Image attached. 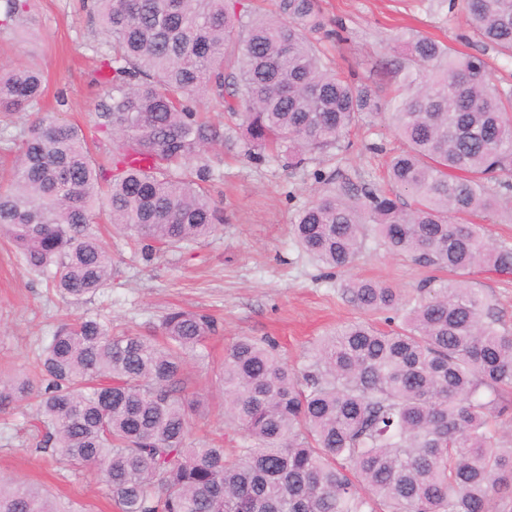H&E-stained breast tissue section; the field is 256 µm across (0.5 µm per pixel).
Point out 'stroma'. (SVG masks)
Returning a JSON list of instances; mask_svg holds the SVG:
<instances>
[{
  "mask_svg": "<svg viewBox=\"0 0 512 512\" xmlns=\"http://www.w3.org/2000/svg\"><path fill=\"white\" fill-rule=\"evenodd\" d=\"M322 9L329 28L340 34L328 43L329 55L356 79L383 89L389 78L380 65L393 56L390 34L396 28L429 33L455 47L468 34L461 8L435 12L423 0H322ZM102 39L85 0H27L16 27L0 30V67L38 64L47 79L44 111L87 129L107 92L91 51ZM350 139L347 153L317 156L296 171L255 164L228 154L223 142L213 143L207 156L217 178L209 190L224 212L218 233L191 251L164 252L147 262L133 253L123 233L102 224L117 258L112 285L78 301H62L44 277L27 272L0 236V371L27 374L63 322L98 315L111 320L113 331L147 333L174 308L204 309L217 318L218 331L207 341L213 358L240 337L269 336L288 364L296 365L326 332L360 318L340 290L347 277L381 281L409 294L429 269L377 242L368 243L348 272L329 275L293 241L291 226L300 208L345 177L383 186L387 157L403 147L383 115L355 128ZM470 283L512 331V280L477 273ZM193 390L206 412L203 436L232 451L239 436L224 422L218 378L199 377ZM35 417L30 401L0 412V476L72 502L80 512H116L96 469L72 471L52 449L39 447Z\"/></svg>",
  "mask_w": 512,
  "mask_h": 512,
  "instance_id": "obj_1",
  "label": "stroma"
}]
</instances>
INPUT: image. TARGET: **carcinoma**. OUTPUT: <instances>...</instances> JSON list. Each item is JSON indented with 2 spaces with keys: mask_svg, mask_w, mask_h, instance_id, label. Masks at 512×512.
Masks as SVG:
<instances>
[{
  "mask_svg": "<svg viewBox=\"0 0 512 512\" xmlns=\"http://www.w3.org/2000/svg\"><path fill=\"white\" fill-rule=\"evenodd\" d=\"M105 35L93 46L108 91L94 130L42 111L43 74L0 70V130L28 129L0 149V233L25 268L64 297L110 287L103 217L140 246L181 251L214 235L224 213L206 191L208 145L224 140L256 163L304 167L349 149L345 135L390 110L405 148L389 190L347 180L297 214L296 243L335 272L367 241L446 272L401 296L349 278L342 292L384 327L354 321L299 367L273 340L241 338L224 354V418L240 434L233 459L193 437L190 395L214 319L173 310L162 336L113 333L102 317L63 324L39 356V382L0 374V412L36 402L45 443L75 469L93 467L117 512H512V332L466 276L512 275V247L482 225L512 199V87H498L480 51L425 34L392 36L397 94L338 72L323 49L319 0H95ZM26 0H6L0 28ZM480 42L512 59V0H466ZM210 98L234 137L196 105ZM115 150L97 158L98 137ZM0 512H64L48 496L0 479Z\"/></svg>",
  "mask_w": 512,
  "mask_h": 512,
  "instance_id": "cac0c4a2",
  "label": "carcinoma"
}]
</instances>
